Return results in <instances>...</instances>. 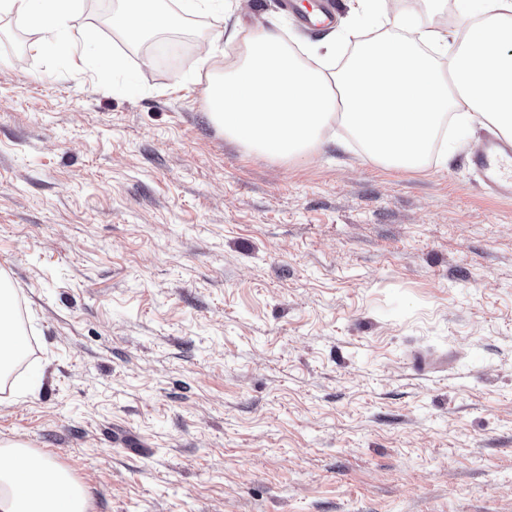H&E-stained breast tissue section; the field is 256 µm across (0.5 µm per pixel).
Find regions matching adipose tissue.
I'll list each match as a JSON object with an SVG mask.
<instances>
[{"label":"adipose tissue","instance_id":"ef3b65f1","mask_svg":"<svg viewBox=\"0 0 512 512\" xmlns=\"http://www.w3.org/2000/svg\"><path fill=\"white\" fill-rule=\"evenodd\" d=\"M222 0H120L113 20L134 44L182 26ZM81 0H0V17L20 18L36 49L104 56L93 28H73ZM467 26L448 31L408 13L397 35L363 42L340 70L303 64L287 42L251 30L244 50L213 74L205 95L213 123L248 151L285 161L317 150L333 124L344 126L369 159L400 169L422 167L448 111L464 124H492L512 135V0H456ZM448 58L439 67L437 55ZM15 292L0 274V379L26 353L14 325ZM86 488L45 453L0 440V512H90Z\"/></svg>","mask_w":512,"mask_h":512}]
</instances>
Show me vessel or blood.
Returning a JSON list of instances; mask_svg holds the SVG:
<instances>
[{"instance_id": "vessel-or-blood-1", "label": "vessel or blood", "mask_w": 512, "mask_h": 512, "mask_svg": "<svg viewBox=\"0 0 512 512\" xmlns=\"http://www.w3.org/2000/svg\"><path fill=\"white\" fill-rule=\"evenodd\" d=\"M336 13L335 0H321L316 15L300 14L302 26L318 29L331 26ZM483 191L493 197L512 202V138L488 136L483 145L467 160Z\"/></svg>"}]
</instances>
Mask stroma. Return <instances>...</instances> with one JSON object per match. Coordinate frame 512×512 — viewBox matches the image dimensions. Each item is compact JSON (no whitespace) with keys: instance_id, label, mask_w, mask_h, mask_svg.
I'll return each mask as SVG.
<instances>
[{"instance_id":"35a3bbf8","label":"stroma","mask_w":512,"mask_h":512,"mask_svg":"<svg viewBox=\"0 0 512 512\" xmlns=\"http://www.w3.org/2000/svg\"><path fill=\"white\" fill-rule=\"evenodd\" d=\"M29 51L0 19V272L26 356L0 440L41 449L92 512H512V204L448 131L424 167L342 126L254 155L186 82L218 31L263 25L308 62L344 28L224 0L148 59Z\"/></svg>"}]
</instances>
